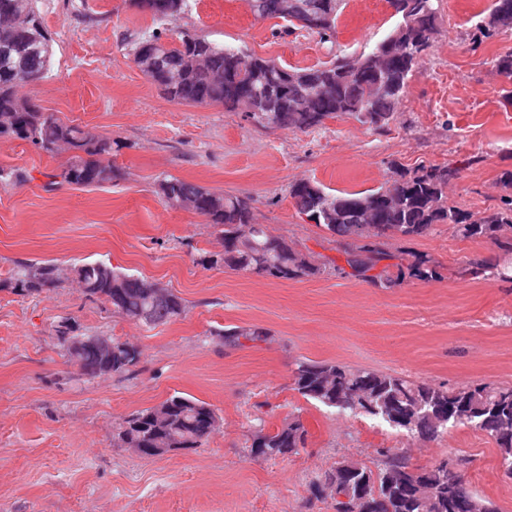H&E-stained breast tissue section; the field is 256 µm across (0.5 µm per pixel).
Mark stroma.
I'll use <instances>...</instances> for the list:
<instances>
[{
	"instance_id": "stroma-1",
	"label": "stroma",
	"mask_w": 512,
	"mask_h": 512,
	"mask_svg": "<svg viewBox=\"0 0 512 512\" xmlns=\"http://www.w3.org/2000/svg\"><path fill=\"white\" fill-rule=\"evenodd\" d=\"M491 0H438L430 53L381 130L348 116L306 132L261 126L241 110L166 99L135 66L128 44L153 23L134 0H35L53 39L47 78L20 96L114 142L118 176L100 187L50 184L68 161L29 142L0 140V512H335L323 486L339 461L368 467L380 450L415 469L466 458L464 478L498 512H512V478L485 433L467 425L441 437L405 435L382 420L346 416L293 388L298 362L342 363L432 385H512V280L475 279L469 262L497 263L486 238L438 224L394 247L430 256L441 279L381 290L321 275L280 281L209 266L224 242L204 216L167 208L155 192L173 175L250 198L257 223L302 250L336 256L323 229L297 212L288 190L300 180L366 191L392 165L458 169L451 204L477 214L512 196V81L494 60L512 35L481 37ZM386 0H345L326 42L278 18H256L249 0H192L167 25L270 59L307 67L369 50L396 24ZM69 269L104 261L180 296L181 317L132 322L76 283L22 295L7 281L21 263ZM134 344L138 363L121 376L89 378L65 356L56 328ZM260 328L262 342L227 345L218 330ZM186 394L222 424L202 447L145 458L117 445L133 411ZM301 421L299 453L253 454L256 431Z\"/></svg>"
}]
</instances>
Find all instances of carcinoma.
Masks as SVG:
<instances>
[{"instance_id":"obj_1","label":"carcinoma","mask_w":512,"mask_h":512,"mask_svg":"<svg viewBox=\"0 0 512 512\" xmlns=\"http://www.w3.org/2000/svg\"><path fill=\"white\" fill-rule=\"evenodd\" d=\"M190 0H135L150 14L157 28L131 44V55L145 52L153 58L149 80L170 100L191 105H222L227 110L244 108L259 125L305 132L339 115L368 123L372 113L394 112L409 79L432 47L436 32L435 0H402L398 12L405 29L396 39L398 47L388 52L392 28L369 52L338 57L331 62L305 68H288L244 50L221 46L185 29L178 43H164L161 25L189 7ZM290 0H250L255 17L282 18L330 41L336 34L342 0H297L300 11L286 10ZM30 22L0 24V139L31 142L48 154L71 153L57 177L60 182L89 187L109 184L117 177L112 165V139L85 127L43 112L17 94V88L42 80L50 72L52 38L40 13L27 0ZM482 36L512 33V0H492L487 17L479 24ZM180 80L167 84L168 75ZM398 178L375 190L328 191L322 185L301 180L291 185L290 197L299 213L321 227L339 245L344 264L310 252L303 254L284 237L273 236L254 222L250 200L210 191L177 177H164L157 194L172 209L191 210L206 217L224 241V252L208 260L210 266L255 273L279 280H298L334 274L389 290L405 279L429 282L441 278L439 266L428 256L409 250L387 248L391 236L413 238L426 234L435 224H452L464 238H490L506 254L512 253V237L501 234L512 226V198L480 216L448 202V184L457 177L449 166L422 165L413 171L394 167ZM474 278L512 279V266L473 261L467 269ZM74 280L84 292L105 301L127 319L147 325L165 324L182 315V298L167 291L163 300L151 294V281L118 270L107 271L98 262H86L74 270ZM14 289L27 295L56 288L62 283L61 269L50 261L23 264L12 276ZM228 345L241 340L263 341L260 329L229 328L217 332ZM124 361L109 364L96 347L86 345L76 364L82 374L95 378L128 372L139 360L138 349L118 342ZM293 378L294 390L302 397L349 415H367L389 426L426 438H436L452 425L449 413L463 412L471 427L496 443L501 467L512 476V432L501 425L512 424V385L477 383L448 389L416 383L402 376L353 368L342 364L302 361ZM351 397L345 406L336 404V393ZM393 413L387 418L370 405ZM162 406L168 408L177 430L171 432L154 423L158 407L137 410L126 417L119 435L138 448L155 447L159 439L179 437L186 448H200L215 429L218 414L207 403L188 395L174 394ZM303 424L292 421L273 433L258 431L250 448L263 443L269 457H286L304 447ZM343 488L364 483L378 493L377 512H464L461 501L470 493L462 473L453 474L437 463L423 471L411 469L404 458L387 454L377 470L344 460Z\"/></svg>"}]
</instances>
